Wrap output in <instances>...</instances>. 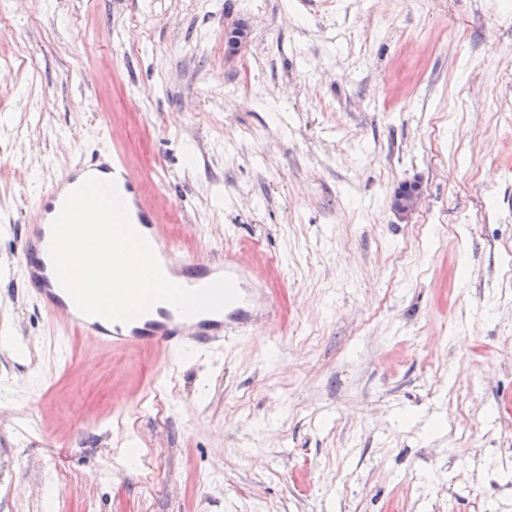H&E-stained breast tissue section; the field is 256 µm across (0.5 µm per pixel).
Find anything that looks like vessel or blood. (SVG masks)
<instances>
[{
  "instance_id": "vessel-or-blood-1",
  "label": "vessel or blood",
  "mask_w": 512,
  "mask_h": 512,
  "mask_svg": "<svg viewBox=\"0 0 512 512\" xmlns=\"http://www.w3.org/2000/svg\"><path fill=\"white\" fill-rule=\"evenodd\" d=\"M90 176L115 180L132 227L148 241L171 280L196 289L226 277L233 282L240 295L239 300L222 311L189 318L181 317L168 304L152 306L147 313L129 322H111L81 313L55 275L49 254L50 225L65 196ZM18 267L42 307L63 314L68 328L107 347L160 345L173 353L188 348L220 346L225 338L240 328L265 320L269 313L268 301L256 288L250 272L231 254L207 260L181 254L162 233L152 209L143 203L140 187L121 156L110 148L67 169L46 189L32 221L26 226L18 252Z\"/></svg>"
}]
</instances>
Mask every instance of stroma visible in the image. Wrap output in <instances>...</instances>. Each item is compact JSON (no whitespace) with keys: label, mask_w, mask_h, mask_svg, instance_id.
I'll return each instance as SVG.
<instances>
[{"label":"stroma","mask_w":512,"mask_h":512,"mask_svg":"<svg viewBox=\"0 0 512 512\" xmlns=\"http://www.w3.org/2000/svg\"><path fill=\"white\" fill-rule=\"evenodd\" d=\"M506 102L512 0H0V512H512ZM106 143L269 324L111 351L34 305L22 227ZM423 192L418 181L405 182L391 196V208L404 218H410L418 209Z\"/></svg>","instance_id":"stroma-1"}]
</instances>
